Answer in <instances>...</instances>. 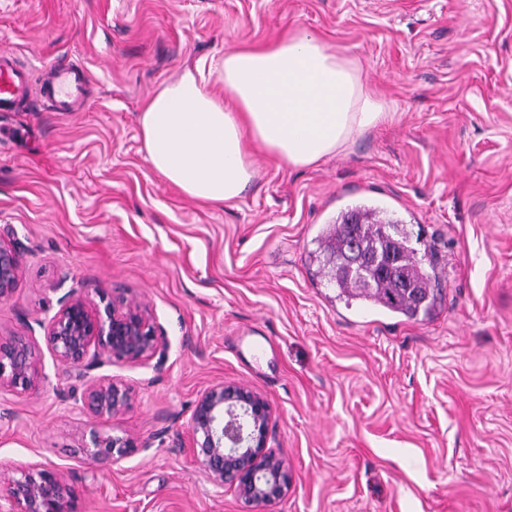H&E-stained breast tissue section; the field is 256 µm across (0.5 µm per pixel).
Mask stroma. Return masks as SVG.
Returning a JSON list of instances; mask_svg holds the SVG:
<instances>
[{
	"label": "stroma",
	"instance_id": "35a3bbf8",
	"mask_svg": "<svg viewBox=\"0 0 512 512\" xmlns=\"http://www.w3.org/2000/svg\"><path fill=\"white\" fill-rule=\"evenodd\" d=\"M291 29L344 48L393 121L311 166L254 156L221 206L167 184L141 150L145 100ZM0 43L89 75L83 111L35 95L0 112V241L19 259L0 336L35 337L43 372L0 393V466L65 471L72 512H512V0H0ZM363 204L435 251L429 318L345 305L311 262ZM72 288L142 304L166 342L97 370L132 396L97 427L139 444L110 465L83 455L88 416L43 342ZM218 382L268 399L283 499L245 505L197 463L190 417Z\"/></svg>",
	"mask_w": 512,
	"mask_h": 512
}]
</instances>
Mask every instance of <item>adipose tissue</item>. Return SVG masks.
<instances>
[{
    "mask_svg": "<svg viewBox=\"0 0 512 512\" xmlns=\"http://www.w3.org/2000/svg\"><path fill=\"white\" fill-rule=\"evenodd\" d=\"M212 69L215 90L190 67L162 83L142 107L140 137L154 172L214 205L241 197L252 149L305 167L393 117L357 63L309 32L229 49Z\"/></svg>",
    "mask_w": 512,
    "mask_h": 512,
    "instance_id": "ef3b65f1",
    "label": "adipose tissue"
}]
</instances>
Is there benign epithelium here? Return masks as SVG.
Instances as JSON below:
<instances>
[{"mask_svg": "<svg viewBox=\"0 0 512 512\" xmlns=\"http://www.w3.org/2000/svg\"><path fill=\"white\" fill-rule=\"evenodd\" d=\"M19 264L15 246L0 243V300L15 289ZM45 340L57 362L79 370L81 389L68 397L81 403L93 419L115 416L130 405L125 384L112 377H87L100 353L113 361L143 364L164 345L147 309L116 298L101 306L76 288L58 301L44 325ZM42 368L31 336L0 340V390L22 395L40 382ZM271 408L259 392L216 383L200 396L190 419L193 451L216 485H227L247 505L283 498L291 476L282 458L267 447ZM84 452L107 463L118 462L137 448L134 439L104 434L90 423ZM15 512H71L73 488L68 477L29 464L6 482Z\"/></svg>", "mask_w": 512, "mask_h": 512, "instance_id": "1", "label": "benign epithelium"}]
</instances>
